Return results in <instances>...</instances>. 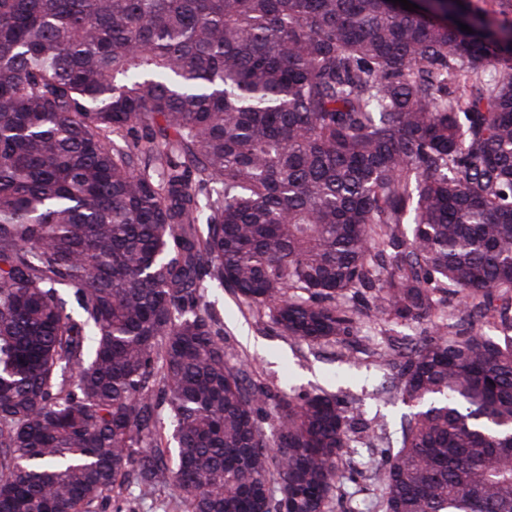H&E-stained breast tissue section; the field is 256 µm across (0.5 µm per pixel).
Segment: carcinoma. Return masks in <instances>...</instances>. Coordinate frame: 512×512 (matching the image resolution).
<instances>
[{"label": "carcinoma", "instance_id": "1", "mask_svg": "<svg viewBox=\"0 0 512 512\" xmlns=\"http://www.w3.org/2000/svg\"><path fill=\"white\" fill-rule=\"evenodd\" d=\"M210 284L310 344L431 326L379 512H512V25L0 0V512H327L359 408L248 385Z\"/></svg>", "mask_w": 512, "mask_h": 512}]
</instances>
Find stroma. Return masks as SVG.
<instances>
[{
  "label": "stroma",
  "mask_w": 512,
  "mask_h": 512,
  "mask_svg": "<svg viewBox=\"0 0 512 512\" xmlns=\"http://www.w3.org/2000/svg\"><path fill=\"white\" fill-rule=\"evenodd\" d=\"M207 299L224 315V351L228 358L249 364V376L269 392L297 395L320 389L357 402L366 415L378 414L399 422L409 408L379 391L383 374L374 349L396 347L424 335L425 326H404L376 317L364 319L353 335L317 346L284 336L266 315L240 305L230 290L210 288ZM367 450L345 455L340 467L346 477L341 500L333 512L359 507L374 512L366 489Z\"/></svg>",
  "instance_id": "stroma-1"
}]
</instances>
